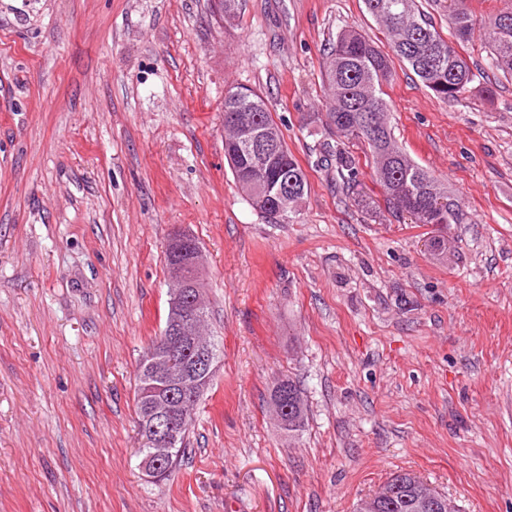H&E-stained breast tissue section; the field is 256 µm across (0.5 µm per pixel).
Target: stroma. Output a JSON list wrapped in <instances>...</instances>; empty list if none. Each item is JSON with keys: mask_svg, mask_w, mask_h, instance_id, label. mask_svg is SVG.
Wrapping results in <instances>:
<instances>
[{"mask_svg": "<svg viewBox=\"0 0 512 512\" xmlns=\"http://www.w3.org/2000/svg\"><path fill=\"white\" fill-rule=\"evenodd\" d=\"M363 0H0V512H352L409 471L460 512H512V81L473 96L408 65L397 141L463 201L435 228L358 209L321 160L322 53ZM263 95L308 193L268 223L224 159V93ZM202 244L218 369L180 466L138 468L141 355L164 251ZM448 239L447 254L428 237ZM296 379L303 435L267 399Z\"/></svg>", "mask_w": 512, "mask_h": 512, "instance_id": "stroma-1", "label": "stroma"}]
</instances>
